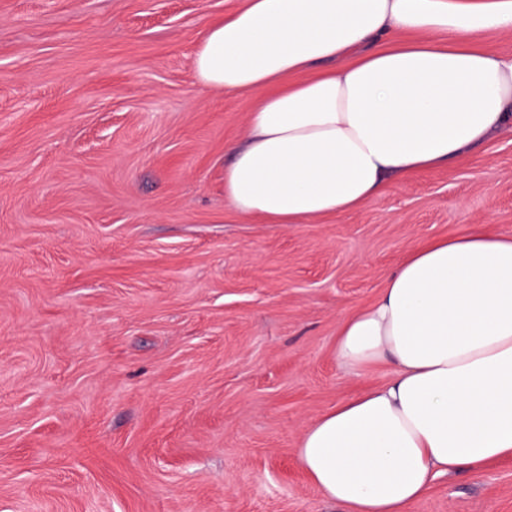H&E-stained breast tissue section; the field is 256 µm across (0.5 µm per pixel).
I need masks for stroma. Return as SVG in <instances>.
Instances as JSON below:
<instances>
[{
	"label": "stroma",
	"mask_w": 512,
	"mask_h": 512,
	"mask_svg": "<svg viewBox=\"0 0 512 512\" xmlns=\"http://www.w3.org/2000/svg\"><path fill=\"white\" fill-rule=\"evenodd\" d=\"M240 0H0V512H344L299 465L385 379L341 321L411 248L512 234V136L305 224L224 199L255 97L199 85ZM409 512H512V458Z\"/></svg>",
	"instance_id": "stroma-1"
}]
</instances>
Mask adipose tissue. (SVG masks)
Instances as JSON below:
<instances>
[{"label":"adipose tissue","instance_id":"1","mask_svg":"<svg viewBox=\"0 0 512 512\" xmlns=\"http://www.w3.org/2000/svg\"><path fill=\"white\" fill-rule=\"evenodd\" d=\"M512 0H244L208 27L198 83L256 93L224 197L302 224L385 195L512 134ZM336 356L387 378L312 422L297 447L345 512H409L437 478L512 456V234L410 249L340 324Z\"/></svg>","mask_w":512,"mask_h":512}]
</instances>
